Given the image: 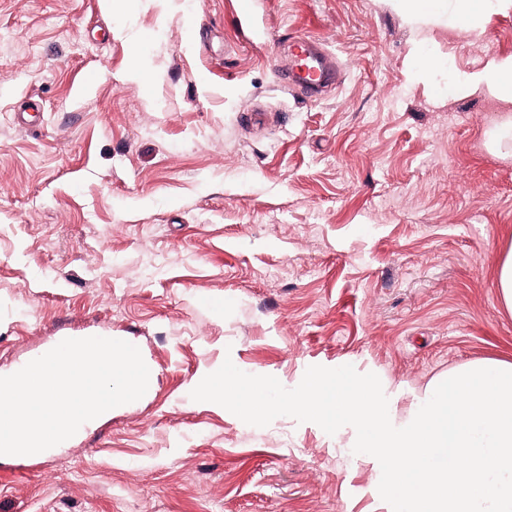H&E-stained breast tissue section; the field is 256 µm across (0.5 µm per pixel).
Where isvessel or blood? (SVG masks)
Here are the masks:
<instances>
[{"instance_id": "1", "label": "vessel or blood", "mask_w": 512, "mask_h": 512, "mask_svg": "<svg viewBox=\"0 0 512 512\" xmlns=\"http://www.w3.org/2000/svg\"><path fill=\"white\" fill-rule=\"evenodd\" d=\"M336 63L333 56L310 37L292 40L287 77L305 93L313 94L334 83Z\"/></svg>"}]
</instances>
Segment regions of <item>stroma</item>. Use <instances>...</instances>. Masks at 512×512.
Wrapping results in <instances>:
<instances>
[{
	"instance_id": "obj_1",
	"label": "stroma",
	"mask_w": 512,
	"mask_h": 512,
	"mask_svg": "<svg viewBox=\"0 0 512 512\" xmlns=\"http://www.w3.org/2000/svg\"><path fill=\"white\" fill-rule=\"evenodd\" d=\"M483 28L388 0H0V376L79 336L151 373L66 445L0 455V512H388L354 429L190 393L228 358L289 389L351 365L403 410L450 367L512 360V137L487 146L512 102L490 120L465 88L512 56V12ZM297 34L339 87L289 82ZM493 279L501 308L512 315V246L497 259Z\"/></svg>"
}]
</instances>
